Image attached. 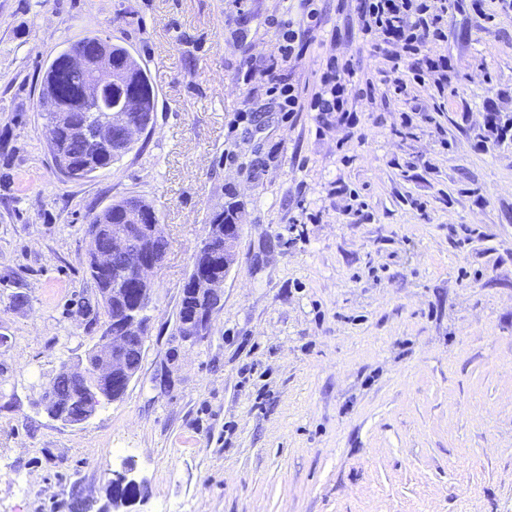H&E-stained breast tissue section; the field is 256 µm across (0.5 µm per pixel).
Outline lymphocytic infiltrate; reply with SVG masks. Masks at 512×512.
Masks as SVG:
<instances>
[{
  "instance_id": "lymphocytic-infiltrate-1",
  "label": "lymphocytic infiltrate",
  "mask_w": 512,
  "mask_h": 512,
  "mask_svg": "<svg viewBox=\"0 0 512 512\" xmlns=\"http://www.w3.org/2000/svg\"><path fill=\"white\" fill-rule=\"evenodd\" d=\"M300 17L289 10L271 16L269 24L281 37L277 63L269 64L268 93L279 101L284 112H341L345 109L348 81L335 56H328L326 69L310 98H303L294 84L282 83L275 74L278 63L299 57L315 39L319 14L315 0H298ZM453 0H360L358 18L363 35L369 37L387 67L385 82L396 94L408 91L409 84L444 93L448 84L445 58L421 57L423 44L447 37L448 13ZM421 57L419 69H410L407 61Z\"/></svg>"
}]
</instances>
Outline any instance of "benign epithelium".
Here are the masks:
<instances>
[{"label": "benign epithelium", "mask_w": 512, "mask_h": 512, "mask_svg": "<svg viewBox=\"0 0 512 512\" xmlns=\"http://www.w3.org/2000/svg\"><path fill=\"white\" fill-rule=\"evenodd\" d=\"M124 68H117L112 55L101 40L91 43L84 53L72 57L69 72L87 99L103 100L105 92L125 87L124 69L136 64L126 54ZM57 95L43 99V109L51 116L47 131L53 141L61 133L85 152L101 148L120 155L132 147L146 127L131 120L125 105L107 108L103 123L92 125L70 112L59 111ZM129 223L112 225V234L101 235V227L88 236L87 264L102 278L112 277V292L106 298L122 302L119 315L104 325L97 336L99 357L86 362L83 368L60 364L44 386L42 407L57 421L75 425L67 416L64 403L69 396L81 397L87 418H92L103 398L121 399L138 373L130 356L134 342H143L148 333L147 314L154 291L152 273L167 262L169 249L160 252L157 244L168 240L154 209L144 208L129 213ZM239 224H211L193 255L204 258L188 275L181 292L186 298L179 335L185 341L198 342L206 338L215 310L221 302L224 280L236 262V247L240 237Z\"/></svg>", "instance_id": "7a95c632"}]
</instances>
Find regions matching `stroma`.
Instances as JSON below:
<instances>
[{
    "instance_id": "stroma-1",
    "label": "stroma",
    "mask_w": 512,
    "mask_h": 512,
    "mask_svg": "<svg viewBox=\"0 0 512 512\" xmlns=\"http://www.w3.org/2000/svg\"><path fill=\"white\" fill-rule=\"evenodd\" d=\"M316 6L279 76L309 94L335 52L349 124L269 96L278 0H0V512H75L125 470L148 488L127 512H512V14L457 0L422 49L452 64L444 94L403 97L355 0ZM88 36L146 68L156 110L70 179L38 98ZM128 196L170 242L141 367L65 424L42 387L96 342L87 228ZM231 196L237 262L185 341L191 255Z\"/></svg>"
}]
</instances>
